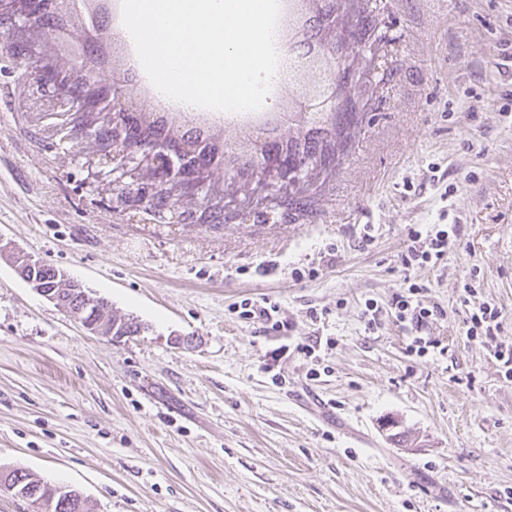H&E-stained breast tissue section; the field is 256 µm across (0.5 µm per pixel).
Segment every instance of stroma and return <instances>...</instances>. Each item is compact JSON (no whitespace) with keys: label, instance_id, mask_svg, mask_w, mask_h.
Here are the masks:
<instances>
[{"label":"stroma","instance_id":"1","mask_svg":"<svg viewBox=\"0 0 512 512\" xmlns=\"http://www.w3.org/2000/svg\"><path fill=\"white\" fill-rule=\"evenodd\" d=\"M377 2L384 80L335 178L216 227L85 189L92 143L52 145L0 60V245L145 326L93 335L0 259V474L88 512H512V0ZM432 224L460 227L444 260L404 268ZM413 283L444 352L407 351L388 303ZM470 287L497 338L466 337ZM263 303L268 306H263L261 304L257 305L256 302H253L250 299L243 300L240 304V307L242 308V316L246 319L254 318L262 320L266 324H270L273 329L279 328V321L275 319V316L278 313V307L266 300H264Z\"/></svg>","mask_w":512,"mask_h":512}]
</instances>
